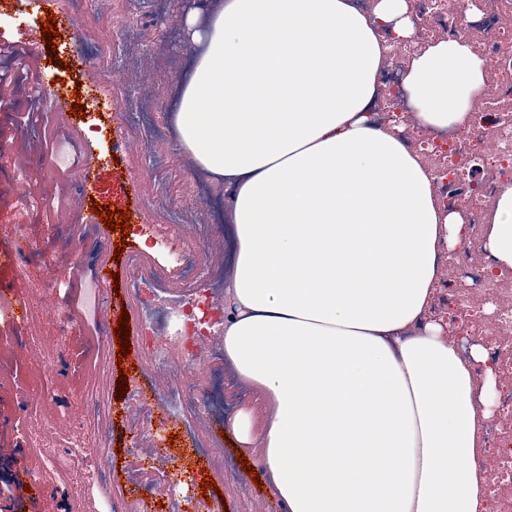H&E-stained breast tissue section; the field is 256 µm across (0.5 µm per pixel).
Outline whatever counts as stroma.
Returning <instances> with one entry per match:
<instances>
[{"mask_svg": "<svg viewBox=\"0 0 512 512\" xmlns=\"http://www.w3.org/2000/svg\"><path fill=\"white\" fill-rule=\"evenodd\" d=\"M76 23L75 34L46 40L40 25L17 0L0 4V35L26 53L37 46L47 62L36 77L13 70L8 107H0V219L21 224L25 236L39 247L33 258L20 262V278L27 286L49 281L50 294L31 300L32 313L26 332L36 345L40 360L20 357L0 360L8 381L0 389V413L9 416L13 431L58 424L51 435H39L27 450L70 449L74 440L108 434L112 472L107 492L118 496L134 490L126 472L131 458L128 422L137 411L135 402L120 399L116 360L117 344L105 337L107 323L89 330L86 319L63 299V282L70 267L97 269L107 251L120 249L113 272L125 273L132 261L146 267L171 270L164 285L171 296L191 294L196 282L183 274L185 255L215 274H228L235 245L227 225L215 224L210 199L198 188L207 184L192 157L179 150L177 133L169 110L179 80L186 76L193 47L182 34L183 8L175 0H65ZM87 59L83 68L72 66L75 53ZM110 88L98 89L100 79ZM64 80L69 91L79 92L83 116L68 117L49 109L43 99L33 98V83L53 84ZM37 113L36 121L20 124L22 112ZM67 137L81 152L82 160L100 159L106 164L98 203L111 208H130L128 237L112 233L101 242L92 225L79 221L83 201L70 167L50 159L59 137ZM165 225V233L142 230L143 216ZM141 385L166 388L181 377L184 366L172 361L165 366L151 363L140 347H133ZM55 364L48 376L45 367ZM224 419L193 417L189 423L197 434L222 435L224 467L206 468L223 494L225 512H277L278 501L254 485L248 468H259L261 449L239 446L230 422L241 411L262 421L269 407L258 393L243 387L232 369L224 371ZM82 458L72 453L63 468L36 473L0 458V481L19 478L67 493L72 472Z\"/></svg>", "mask_w": 512, "mask_h": 512, "instance_id": "stroma-1", "label": "stroma"}]
</instances>
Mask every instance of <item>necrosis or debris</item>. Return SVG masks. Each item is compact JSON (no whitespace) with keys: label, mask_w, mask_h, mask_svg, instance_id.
<instances>
[{"label":"necrosis or debris","mask_w":512,"mask_h":512,"mask_svg":"<svg viewBox=\"0 0 512 512\" xmlns=\"http://www.w3.org/2000/svg\"><path fill=\"white\" fill-rule=\"evenodd\" d=\"M420 22L422 41L453 40L463 35L472 0H410ZM484 21L473 39L493 81L489 92L480 96L463 124L448 132L417 134L411 113L401 101L378 98L374 110L378 124L398 121L410 149L421 159L431 161L436 197L441 207L464 213L469 227L483 224L487 203L499 188L512 184V24L502 22L512 10V0H482ZM488 264L460 267L452 264L451 273L437 298L438 308L447 310L455 336L483 335L488 319L469 303L468 288L488 289L491 280ZM147 276L140 264H132L126 290L135 297L139 340L143 352L156 365L179 358L187 365L186 375L168 387L159 398L166 406L157 413L146 403L132 421L130 453L134 462L128 478L137 484L138 497L113 498L108 512H144L146 497H154L159 512H212L205 497L187 494L179 480L155 486L152 475L160 463L176 462L181 472H189L196 460L213 467L224 465V457L209 439L191 435V456H182L169 437L175 425L187 415L206 412L211 394L202 393L201 381L213 391L224 389V350L212 345L213 328L224 320V300L213 289H197L191 297L170 299L158 295L142 298ZM486 439L495 464L488 472L486 492L497 512H512V502L504 503L502 491L512 487V431L488 425Z\"/></svg>","instance_id":"obj_1"}]
</instances>
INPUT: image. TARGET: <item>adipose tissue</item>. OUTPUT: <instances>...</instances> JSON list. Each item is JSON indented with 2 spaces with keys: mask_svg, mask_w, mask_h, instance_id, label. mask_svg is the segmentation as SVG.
Returning a JSON list of instances; mask_svg holds the SVG:
<instances>
[{
  "mask_svg": "<svg viewBox=\"0 0 512 512\" xmlns=\"http://www.w3.org/2000/svg\"><path fill=\"white\" fill-rule=\"evenodd\" d=\"M199 51L173 111L178 147L224 186L236 243L224 359L270 410L232 420L283 512H489L485 422L498 376L432 306L448 250L469 244L400 128L369 109L407 0H220L188 14ZM484 83L471 44L440 40L404 72L417 122L462 124ZM512 268V185L485 226Z\"/></svg>",
  "mask_w": 512,
  "mask_h": 512,
  "instance_id": "1",
  "label": "adipose tissue"
}]
</instances>
